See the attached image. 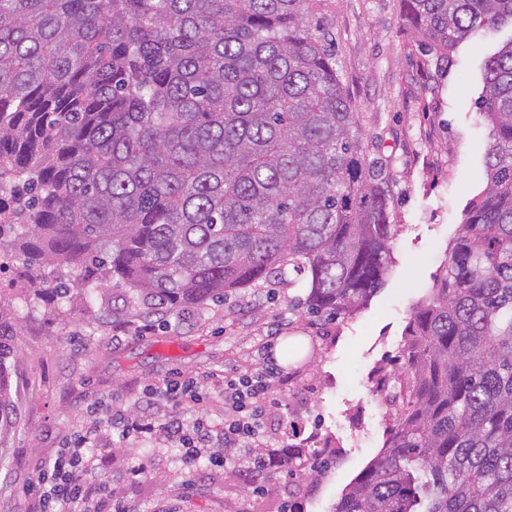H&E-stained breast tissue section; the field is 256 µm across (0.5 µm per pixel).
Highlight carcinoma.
<instances>
[{"label":"carcinoma","instance_id":"cac0c4a2","mask_svg":"<svg viewBox=\"0 0 512 512\" xmlns=\"http://www.w3.org/2000/svg\"><path fill=\"white\" fill-rule=\"evenodd\" d=\"M324 0H0V252L24 297L178 314L301 286L337 316L383 284L397 232L336 72ZM421 54L512 28V0H401ZM492 143L388 373L385 451L334 512H512V34L482 65ZM0 289V434L16 325Z\"/></svg>","mask_w":512,"mask_h":512}]
</instances>
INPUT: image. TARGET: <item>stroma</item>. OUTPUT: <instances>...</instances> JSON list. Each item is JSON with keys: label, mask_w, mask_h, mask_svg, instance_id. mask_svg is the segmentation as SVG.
I'll list each match as a JSON object with an SVG mask.
<instances>
[{"label": "stroma", "mask_w": 512, "mask_h": 512, "mask_svg": "<svg viewBox=\"0 0 512 512\" xmlns=\"http://www.w3.org/2000/svg\"><path fill=\"white\" fill-rule=\"evenodd\" d=\"M400 0H328L336 69L364 133L370 159L382 162L398 226L383 286L357 311L309 316L286 291L247 288L198 311L142 319L129 310L89 316L83 294L55 312L11 303L18 323L11 389L13 426L0 440V512H29L26 487L64 435L87 421L92 400L138 411L146 385L175 375L205 381L202 407L183 408L187 421L224 423L225 373L257 366L275 334L273 354L302 341L285 364L276 405L262 440L289 453L249 489L235 469L189 466L164 438L144 444L108 423L99 426L95 479L135 512H332L353 479L382 450L395 409L376 382L401 354L412 312L429 296L464 220L469 201L486 186L489 127L479 113L481 62L505 40L489 33L459 45L439 69L422 57L402 22ZM332 455L317 464L311 448Z\"/></svg>", "instance_id": "stroma-1"}]
</instances>
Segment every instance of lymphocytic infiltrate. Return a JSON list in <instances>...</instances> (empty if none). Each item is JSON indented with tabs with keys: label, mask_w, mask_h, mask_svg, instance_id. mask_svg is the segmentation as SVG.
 Returning a JSON list of instances; mask_svg holds the SVG:
<instances>
[{
	"label": "lymphocytic infiltrate",
	"mask_w": 512,
	"mask_h": 512,
	"mask_svg": "<svg viewBox=\"0 0 512 512\" xmlns=\"http://www.w3.org/2000/svg\"><path fill=\"white\" fill-rule=\"evenodd\" d=\"M282 376V368L268 351L262 353L257 368L225 376L224 424L219 428L202 417L192 423L181 418L179 408L202 405L205 396L199 382L179 376L146 385L140 396L141 416L131 420L119 409L113 411L111 424L128 437L145 439L163 434L182 448L186 464L204 457L210 467L220 468L236 449L258 442L265 423L263 404L273 382ZM163 401L175 406L176 411L161 419L156 409ZM96 442V428L85 425L65 440L28 489L31 512H101L99 504L107 500L109 486L90 479L87 455Z\"/></svg>",
	"instance_id": "obj_1"
}]
</instances>
